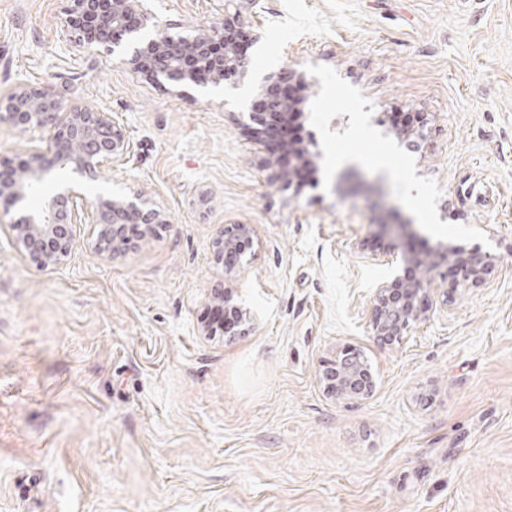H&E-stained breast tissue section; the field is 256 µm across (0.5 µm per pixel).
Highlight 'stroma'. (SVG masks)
Segmentation results:
<instances>
[{
  "mask_svg": "<svg viewBox=\"0 0 512 512\" xmlns=\"http://www.w3.org/2000/svg\"><path fill=\"white\" fill-rule=\"evenodd\" d=\"M70 0H0V93L57 76L124 126L98 187L165 221L130 248L76 227L55 268L0 230V512H512V0H156L183 33L235 23L254 65L177 89L80 41ZM295 71L303 180L248 117ZM426 119L417 146L393 110ZM249 225L241 271L213 253ZM450 240L488 283L439 281L399 342L366 325L376 254ZM254 322L202 331L224 289ZM364 351L360 403L318 373Z\"/></svg>",
  "mask_w": 512,
  "mask_h": 512,
  "instance_id": "1",
  "label": "stroma"
}]
</instances>
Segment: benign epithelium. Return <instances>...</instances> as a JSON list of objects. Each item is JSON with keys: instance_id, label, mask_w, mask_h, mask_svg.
Returning <instances> with one entry per match:
<instances>
[{"instance_id": "1", "label": "benign epithelium", "mask_w": 512, "mask_h": 512, "mask_svg": "<svg viewBox=\"0 0 512 512\" xmlns=\"http://www.w3.org/2000/svg\"><path fill=\"white\" fill-rule=\"evenodd\" d=\"M70 24L83 42L121 55V61L158 82L178 87L199 85L198 75H211L209 83L219 85L231 75L246 71L250 58L225 47L227 29L212 26L191 36L157 29L152 0H71ZM288 73L268 74L261 85L265 108L252 109L249 119L267 132H274L288 119L281 98V82ZM67 84L48 81L37 87L16 85L0 96V126L8 125L22 134L33 135L63 117V133L47 150L38 148L14 167L0 162V200L7 203L9 235L18 251L40 269L62 264L71 252L76 225L89 217L103 226L99 244L118 250L131 224H163L160 207L142 194L112 196L103 207L81 192L80 181L94 180L105 168L117 170L128 163L129 142L125 129L112 113L86 110L69 104ZM67 168L75 180L60 184L57 192L37 210L27 208L30 188L42 182L54 168ZM251 228L238 224L224 231L216 241L215 256L224 268L233 270L244 249L237 246L249 239ZM390 275L374 289L369 306L368 329L378 340L392 343L430 318L432 285L440 268H457L464 281L481 283L491 273L487 254L464 255L450 242H440L427 255L402 252L385 260ZM319 383L336 400L361 402L373 396L374 376L362 351L345 346L323 365Z\"/></svg>"}]
</instances>
